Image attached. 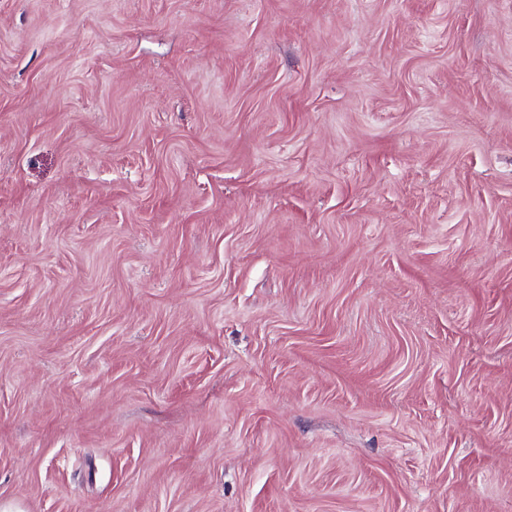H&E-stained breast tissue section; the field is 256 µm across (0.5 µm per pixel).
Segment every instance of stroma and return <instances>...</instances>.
<instances>
[{
    "instance_id": "obj_1",
    "label": "stroma",
    "mask_w": 512,
    "mask_h": 512,
    "mask_svg": "<svg viewBox=\"0 0 512 512\" xmlns=\"http://www.w3.org/2000/svg\"><path fill=\"white\" fill-rule=\"evenodd\" d=\"M0 503L512 512V0H0Z\"/></svg>"
}]
</instances>
